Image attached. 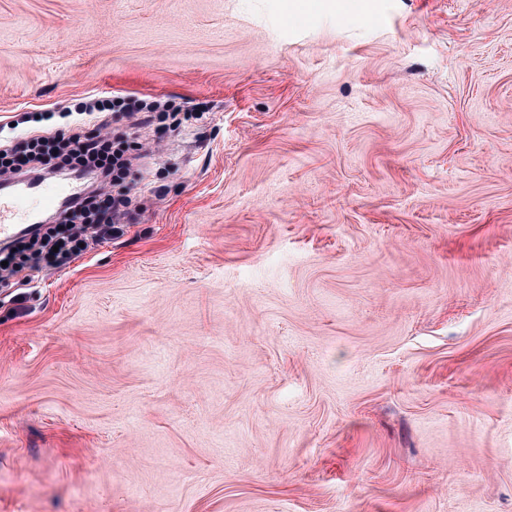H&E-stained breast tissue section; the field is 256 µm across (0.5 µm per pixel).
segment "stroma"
<instances>
[{"instance_id":"stroma-1","label":"stroma","mask_w":512,"mask_h":512,"mask_svg":"<svg viewBox=\"0 0 512 512\" xmlns=\"http://www.w3.org/2000/svg\"><path fill=\"white\" fill-rule=\"evenodd\" d=\"M0 0V132L132 95L133 206L0 284V512H512V0Z\"/></svg>"}]
</instances>
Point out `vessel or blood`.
<instances>
[{
  "mask_svg": "<svg viewBox=\"0 0 512 512\" xmlns=\"http://www.w3.org/2000/svg\"><path fill=\"white\" fill-rule=\"evenodd\" d=\"M82 195L73 183L26 181L14 184L10 191H0V243L34 228L41 212L59 208L67 200Z\"/></svg>",
  "mask_w": 512,
  "mask_h": 512,
  "instance_id": "1",
  "label": "vessel or blood"
}]
</instances>
